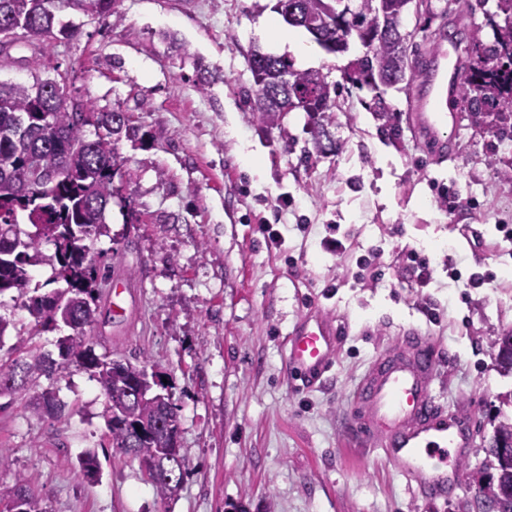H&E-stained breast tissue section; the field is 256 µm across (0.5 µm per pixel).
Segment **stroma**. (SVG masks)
<instances>
[{
    "label": "stroma",
    "mask_w": 512,
    "mask_h": 512,
    "mask_svg": "<svg viewBox=\"0 0 512 512\" xmlns=\"http://www.w3.org/2000/svg\"><path fill=\"white\" fill-rule=\"evenodd\" d=\"M276 0H117L103 19L68 11L78 34L35 45L17 37L0 52V80L65 74L67 100L122 110L136 129L122 140L119 195L94 238L111 270L100 287L102 318L88 330L96 353L157 366L177 407L186 476L160 498L137 460L113 448L106 398L84 371L43 377L0 410V484L22 477L42 512H476L494 470L486 449L500 416L512 415V374L493 342L512 332V138L461 120L455 155L443 160L416 131L414 89L385 97L396 130L372 112L370 89L343 71L363 52L316 49L317 68L337 87L331 155L310 152L306 112L261 124L244 93L253 46L273 52L270 22L287 31ZM408 14L406 53L415 64L439 40L491 42L496 0H431ZM211 73L197 82L198 66ZM259 171H252L250 158ZM294 203L277 207L280 195ZM275 225L282 245L262 227ZM337 239L346 247L326 249ZM380 252L376 278L357 261ZM427 259L428 282L407 259ZM341 327L323 381L293 390L286 339L306 311ZM17 350L57 354L69 326H37L23 298L0 296ZM416 329L445 358L436 393L474 423L464 481L448 499L415 497L380 451L344 433L352 392L370 362ZM64 409L35 411L37 391ZM95 451L100 473L79 456Z\"/></svg>",
    "instance_id": "stroma-1"
}]
</instances>
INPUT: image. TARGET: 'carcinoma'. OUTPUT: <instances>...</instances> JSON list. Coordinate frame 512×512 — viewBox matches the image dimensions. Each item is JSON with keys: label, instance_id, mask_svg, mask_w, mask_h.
<instances>
[{"label": "carcinoma", "instance_id": "obj_1", "mask_svg": "<svg viewBox=\"0 0 512 512\" xmlns=\"http://www.w3.org/2000/svg\"><path fill=\"white\" fill-rule=\"evenodd\" d=\"M116 0H0V28L12 36L22 34L32 42H47L56 35L71 37L76 26L60 21L67 9L87 17L102 18ZM382 15L370 11L369 4H358L345 17L336 15L333 0H277L276 10L284 21L305 29L329 54L345 53L354 32L369 35L382 26L387 34L362 44L364 55L347 72L346 82L362 88L380 78H392L412 85L419 77L409 63L401 44L406 13L405 0H383ZM512 0H497V17L491 21L493 42L484 45L474 39L467 51L472 79L459 93L462 111L471 125L498 136L512 137ZM248 62L254 88L249 93L251 111L264 124L277 122L282 112L301 109L313 119L312 149L320 154L336 152L331 134L334 106L331 93L336 87L313 71H298L286 56L255 48ZM288 82L280 80L281 75ZM65 76L33 82H0V296L10 291L26 294L31 267L43 261L38 239L56 240L52 261L65 287L31 296L26 303L36 324L49 328L67 320L86 326L95 323L99 306L98 272L89 255L87 242L104 224L106 210L116 194L115 179L122 178L118 144L122 135L134 128L126 113L95 112L80 103L63 105ZM384 125L395 128L396 109L377 99L369 106ZM90 114L100 129L93 140L84 134V124L76 114ZM35 228L21 237L20 219ZM496 360L506 372L512 371V343L494 340ZM76 368L89 373L107 397L104 415L112 434V447L140 461L150 460L158 449L167 448L170 435L164 424L178 423L175 408L167 394L154 390L156 373L146 378L144 365L109 360L95 352L85 333L65 336L58 343V358L27 351L0 362V397L50 376ZM141 381L147 394L136 398L125 394L131 382ZM36 408L61 410L56 393L44 390L36 396ZM490 453L497 460V477L481 487L478 495L494 497L512 491V418H504L496 428Z\"/></svg>", "mask_w": 512, "mask_h": 512}]
</instances>
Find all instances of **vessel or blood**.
Returning a JSON list of instances; mask_svg holds the SVG:
<instances>
[{
	"label": "vessel or blood",
	"instance_id": "b4317fda",
	"mask_svg": "<svg viewBox=\"0 0 512 512\" xmlns=\"http://www.w3.org/2000/svg\"><path fill=\"white\" fill-rule=\"evenodd\" d=\"M463 57L455 43H439L425 61V83L414 96L417 129L444 157L454 154L460 116L452 104L463 85ZM339 337L333 322L310 310L287 343L293 381L311 388L333 366ZM442 360L418 331H407L370 364L353 391L346 425L397 465L412 492L447 499L463 480L461 463L472 426L440 404L435 384Z\"/></svg>",
	"mask_w": 512,
	"mask_h": 512
}]
</instances>
